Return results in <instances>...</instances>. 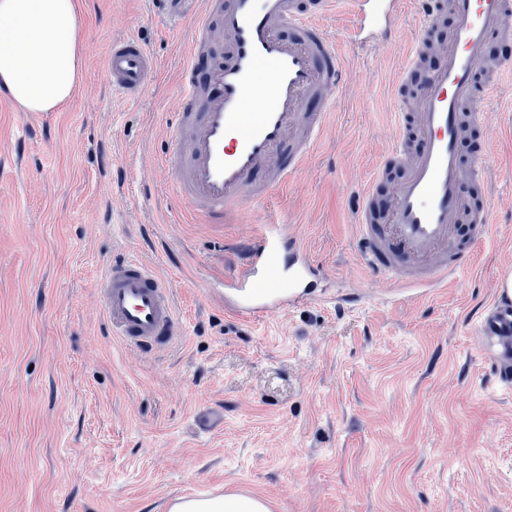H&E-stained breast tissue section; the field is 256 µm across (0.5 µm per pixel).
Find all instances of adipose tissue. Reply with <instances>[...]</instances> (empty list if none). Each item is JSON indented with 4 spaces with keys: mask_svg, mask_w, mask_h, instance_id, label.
Wrapping results in <instances>:
<instances>
[{
    "mask_svg": "<svg viewBox=\"0 0 512 512\" xmlns=\"http://www.w3.org/2000/svg\"><path fill=\"white\" fill-rule=\"evenodd\" d=\"M81 0H0V87L26 112L65 108L80 86ZM168 512H271L264 498L243 492L186 497Z\"/></svg>",
    "mask_w": 512,
    "mask_h": 512,
    "instance_id": "1",
    "label": "adipose tissue"
}]
</instances>
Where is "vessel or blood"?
Listing matches in <instances>:
<instances>
[{"instance_id":"vessel-or-blood-1","label":"vessel or blood","mask_w":512,"mask_h":512,"mask_svg":"<svg viewBox=\"0 0 512 512\" xmlns=\"http://www.w3.org/2000/svg\"><path fill=\"white\" fill-rule=\"evenodd\" d=\"M353 41L382 43L403 0H346ZM335 0H203L192 19L190 48L177 85L179 110L169 125L164 164L172 192L208 223L266 200L301 169L327 128L346 83L341 56L320 19ZM424 23L412 40L394 92L398 127L377 176H404L390 198L365 189L356 206L361 256L375 276L447 286L472 253L462 226L480 236L492 217L469 184L484 181L489 153L465 156L462 144L481 122L479 105L512 73V0H419ZM447 27L448 38L435 33ZM227 44L224 61L208 49ZM442 61L428 66L433 53ZM157 64L134 37L113 41L105 76L114 95L142 98ZM325 279L306 244L279 220L238 244L226 268L227 313H278L313 299ZM103 312L113 337L145 353L174 341L179 318L167 279L124 257L101 277ZM481 336L512 342V305H494Z\"/></svg>"}]
</instances>
